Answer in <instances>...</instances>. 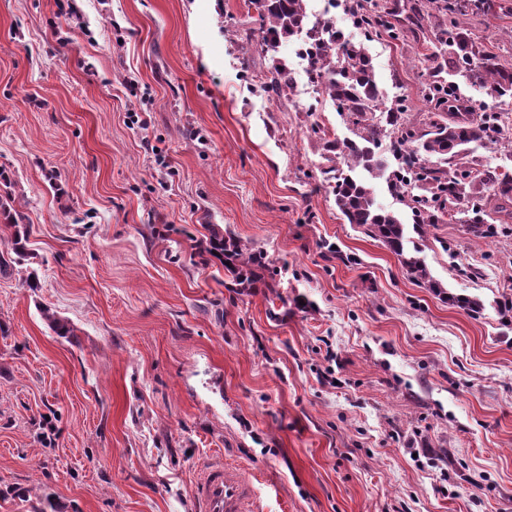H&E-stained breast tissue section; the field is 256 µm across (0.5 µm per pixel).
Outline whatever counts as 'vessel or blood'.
Instances as JSON below:
<instances>
[{
    "label": "vessel or blood",
    "instance_id": "b4317fda",
    "mask_svg": "<svg viewBox=\"0 0 512 512\" xmlns=\"http://www.w3.org/2000/svg\"><path fill=\"white\" fill-rule=\"evenodd\" d=\"M193 495L198 512H259L251 484L221 463L207 467Z\"/></svg>",
    "mask_w": 512,
    "mask_h": 512
}]
</instances>
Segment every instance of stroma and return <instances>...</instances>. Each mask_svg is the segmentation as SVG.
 Wrapping results in <instances>:
<instances>
[{
  "label": "stroma",
  "instance_id": "obj_1",
  "mask_svg": "<svg viewBox=\"0 0 512 512\" xmlns=\"http://www.w3.org/2000/svg\"><path fill=\"white\" fill-rule=\"evenodd\" d=\"M258 28L244 0H0V194L37 274L0 277V512H197L216 460L263 512H512V237L418 243L484 317L412 280L322 181L342 118L248 91ZM368 49L421 122V44ZM216 229L262 280L199 256ZM210 244L214 248L223 247L224 254L235 262L238 285L246 288L253 284L257 277L256 269L264 265L260 254L257 255V253L252 251H244L239 241L231 237L228 240H224L220 232L215 230L211 234Z\"/></svg>",
  "mask_w": 512,
  "mask_h": 512
}]
</instances>
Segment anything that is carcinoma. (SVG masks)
Segmentation results:
<instances>
[{
	"label": "carcinoma",
	"mask_w": 512,
	"mask_h": 512,
	"mask_svg": "<svg viewBox=\"0 0 512 512\" xmlns=\"http://www.w3.org/2000/svg\"><path fill=\"white\" fill-rule=\"evenodd\" d=\"M349 15L357 19L366 38L398 41L412 36L425 45L414 61L425 75L420 95L427 104L426 120L416 125L407 117L409 99L399 106H385L373 58L364 42L327 40L305 29V0H245L260 23V35L245 33L240 40L245 52L267 60L260 67H245L250 91L288 107L293 77L285 59L277 56L283 42L303 40L314 59L315 78L324 85L336 112L355 129V138H323L332 166L322 171L331 184L336 207L349 224L380 241L394 253L416 282L445 294L425 264L412 255L405 224L395 212L381 207L370 179L387 175L392 194L414 212L413 231L420 237L440 223L445 212L466 225L478 240L512 236V173L480 165L466 158L468 145L489 140L490 133L504 137L509 129L499 124L494 112L475 121L459 118L468 111L464 100L448 95L445 88L479 85L493 99L512 96V42L497 51L488 50L474 38L470 24L501 9L499 0H344ZM393 163L372 153L383 141ZM496 201L489 217L487 207ZM23 216L0 197V224L16 228ZM28 234L16 230L9 251H0V273L27 257ZM210 244L224 248L236 264L238 285L246 288L256 280L264 262L259 254L244 250L234 238L211 234ZM448 302L471 317L484 310L482 300L466 294H446ZM44 317L58 336L74 335V327L49 311Z\"/></svg>",
	"instance_id": "cac0c4a2"
}]
</instances>
